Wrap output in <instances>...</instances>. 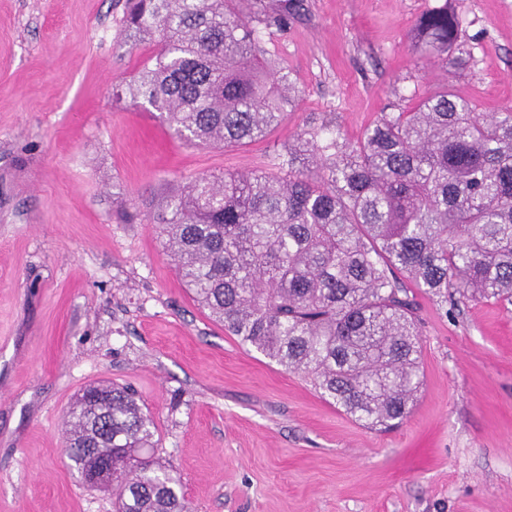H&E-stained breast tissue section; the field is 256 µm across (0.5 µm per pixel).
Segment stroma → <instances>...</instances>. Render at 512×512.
Segmentation results:
<instances>
[{
    "instance_id": "35a3bbf8",
    "label": "stroma",
    "mask_w": 512,
    "mask_h": 512,
    "mask_svg": "<svg viewBox=\"0 0 512 512\" xmlns=\"http://www.w3.org/2000/svg\"><path fill=\"white\" fill-rule=\"evenodd\" d=\"M446 2L461 69L412 42ZM124 6L0 0V512H112L64 464L66 412L103 381L136 390L193 512H512V304L416 293L421 386L379 432L198 306L158 222L198 177L278 170L310 126L353 141L443 85L512 107V0H304L259 31L295 106L226 149L114 98L153 49L127 40Z\"/></svg>"
}]
</instances>
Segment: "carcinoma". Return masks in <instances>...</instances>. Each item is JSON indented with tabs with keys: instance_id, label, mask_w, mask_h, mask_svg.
<instances>
[{
	"instance_id": "obj_1",
	"label": "carcinoma",
	"mask_w": 512,
	"mask_h": 512,
	"mask_svg": "<svg viewBox=\"0 0 512 512\" xmlns=\"http://www.w3.org/2000/svg\"><path fill=\"white\" fill-rule=\"evenodd\" d=\"M303 0H129L130 37L157 48L125 88L165 112L189 145L261 140L293 105L252 20L279 32ZM448 4L415 46L450 55ZM161 235L195 301L240 341L309 379L371 428L410 413L420 386L413 290L452 304L512 302V108L477 112L428 90L349 141L327 123L298 133L276 172L204 176L169 200ZM80 478L112 456L113 512H190L133 390L83 389L68 412Z\"/></svg>"
}]
</instances>
